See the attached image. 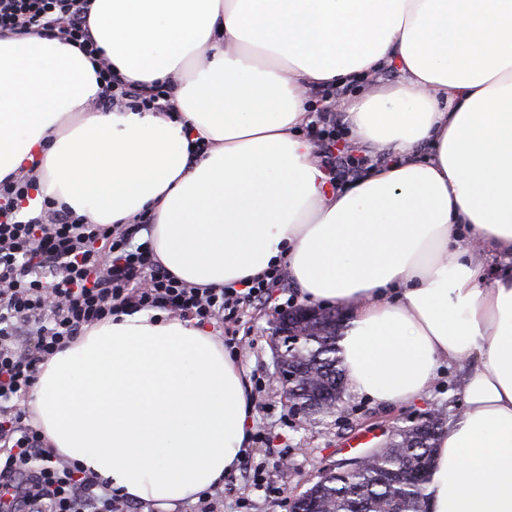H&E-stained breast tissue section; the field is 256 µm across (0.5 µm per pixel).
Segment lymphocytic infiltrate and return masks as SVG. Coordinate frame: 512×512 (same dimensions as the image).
Wrapping results in <instances>:
<instances>
[{"instance_id": "f902f5d3", "label": "lymphocytic infiltrate", "mask_w": 512, "mask_h": 512, "mask_svg": "<svg viewBox=\"0 0 512 512\" xmlns=\"http://www.w3.org/2000/svg\"><path fill=\"white\" fill-rule=\"evenodd\" d=\"M89 0H0V33L50 35L78 47L103 87L101 105L171 112L169 83L143 88L114 71L89 34ZM341 90H318L314 132L335 180L355 177L365 158L335 154L333 113ZM32 176L0 180V488L9 512H142L97 474L80 472L54 453L31 419L28 401L44 362L85 329L118 313L164 310L220 326L245 307L268 300L282 277L272 269L247 288H199L177 278L140 240L145 220L92 224L67 206L45 200L23 220L20 202Z\"/></svg>"}]
</instances>
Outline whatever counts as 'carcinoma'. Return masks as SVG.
I'll return each mask as SVG.
<instances>
[{"label":"carcinoma","instance_id":"obj_1","mask_svg":"<svg viewBox=\"0 0 512 512\" xmlns=\"http://www.w3.org/2000/svg\"><path fill=\"white\" fill-rule=\"evenodd\" d=\"M339 313L327 309L312 326L292 328L277 355V369L295 377L290 399L304 407L314 396L330 406L342 403L347 376L342 363ZM443 431L440 416L399 430L369 461L318 480L299 495L303 512H421L427 500L432 458Z\"/></svg>","mask_w":512,"mask_h":512}]
</instances>
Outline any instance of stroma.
<instances>
[{"label":"stroma","mask_w":512,"mask_h":512,"mask_svg":"<svg viewBox=\"0 0 512 512\" xmlns=\"http://www.w3.org/2000/svg\"><path fill=\"white\" fill-rule=\"evenodd\" d=\"M289 299L298 306L303 303L294 286L273 288L266 304L251 306L239 321L225 324L223 336L246 342L247 350L239 354L238 359L245 380L252 388L253 426L265 429L271 447L289 450L294 472L281 494L272 499L254 496L242 471L230 473L224 479V503L218 512H235L238 499L247 496L254 497L256 512H290V499L316 480L325 462L355 456V449L348 446L352 437H363L369 445L375 446L385 441L392 431L413 425L430 407L444 408L451 416L463 404L460 373L456 367L445 366L416 401L383 407L349 387L336 415L321 423L312 425L292 415L282 390L268 387L259 392L255 389L257 379L269 376L274 370L275 321L279 305Z\"/></svg>","instance_id":"obj_1"}]
</instances>
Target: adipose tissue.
<instances>
[{
    "label": "adipose tissue",
    "mask_w": 512,
    "mask_h": 512,
    "mask_svg": "<svg viewBox=\"0 0 512 512\" xmlns=\"http://www.w3.org/2000/svg\"><path fill=\"white\" fill-rule=\"evenodd\" d=\"M113 69L172 81L167 115L102 110L91 60L0 35V179L94 224L151 215L160 264L200 287L274 267L349 309L354 390L417 398L445 363L465 409L442 433L430 512H512V0H90ZM389 85L366 87L381 68ZM357 86L342 114L389 153L345 186L316 148L307 92ZM201 151H194V144ZM30 409L52 448L125 499L175 512L250 441L244 373L196 321L119 313L45 362Z\"/></svg>",
    "instance_id": "ef3b65f1"
}]
</instances>
